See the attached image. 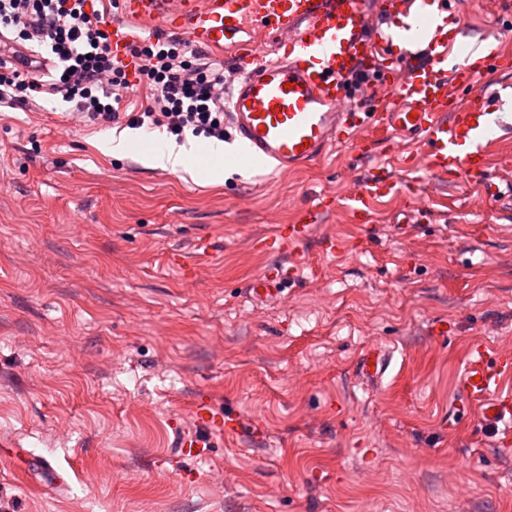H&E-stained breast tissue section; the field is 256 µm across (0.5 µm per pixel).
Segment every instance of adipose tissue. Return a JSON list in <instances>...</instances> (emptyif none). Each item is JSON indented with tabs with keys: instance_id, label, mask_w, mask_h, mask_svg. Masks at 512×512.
<instances>
[{
	"instance_id": "ef3b65f1",
	"label": "adipose tissue",
	"mask_w": 512,
	"mask_h": 512,
	"mask_svg": "<svg viewBox=\"0 0 512 512\" xmlns=\"http://www.w3.org/2000/svg\"><path fill=\"white\" fill-rule=\"evenodd\" d=\"M224 150L223 142L217 140L204 145L193 141L180 145L166 139H157L154 140L146 160L154 168L192 175L196 172V160L203 154L208 158L212 179L218 180L224 176Z\"/></svg>"
}]
</instances>
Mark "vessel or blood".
Returning <instances> with one entry per match:
<instances>
[{
	"label": "vessel or blood",
	"mask_w": 512,
	"mask_h": 512,
	"mask_svg": "<svg viewBox=\"0 0 512 512\" xmlns=\"http://www.w3.org/2000/svg\"><path fill=\"white\" fill-rule=\"evenodd\" d=\"M122 19L112 25V54L129 60V47L143 30L162 28L201 50L220 51L235 42L236 78L227 88L226 121L237 149L231 161L245 170L290 171L320 159L326 150L348 144L372 155L371 130L386 135L388 155H399L410 174L447 184L464 178L486 200H500L492 174L491 147L512 127L500 122L498 108L512 100V83L478 86L480 74L512 67L499 47L485 45L482 71L457 51L458 17L452 0H118ZM258 29L270 49L242 39ZM375 77L378 87L350 96L346 80ZM408 181L376 168L353 183L345 206L357 224L372 223L376 204L408 190ZM336 200L316 195L298 208L295 220L277 226L260 242L262 250L284 252L240 292L253 305L280 301L306 262L300 244L334 211ZM434 211L420 196L393 218L399 234L431 223ZM388 351L366 350L355 366L359 381L375 387L390 366ZM512 351L471 345L459 376V392L485 428L512 424ZM196 423L216 434H238L239 417L217 412L203 400L192 407Z\"/></svg>",
	"instance_id": "b4317fda"
}]
</instances>
